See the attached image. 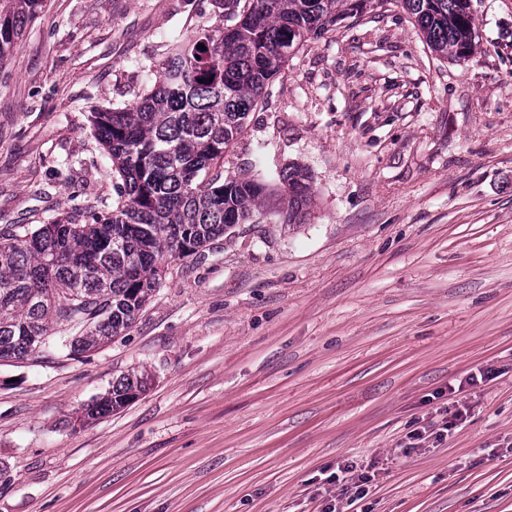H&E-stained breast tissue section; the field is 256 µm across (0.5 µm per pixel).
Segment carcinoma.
Wrapping results in <instances>:
<instances>
[{
    "mask_svg": "<svg viewBox=\"0 0 512 512\" xmlns=\"http://www.w3.org/2000/svg\"><path fill=\"white\" fill-rule=\"evenodd\" d=\"M228 24H201L189 39L167 36V52L144 67L155 77L129 106L91 112L92 133L112 161L115 195L90 203L69 186L82 221L47 220L0 232V362L42 348L95 350L122 335L159 288L169 261L204 251L247 224L277 197L288 224L305 221L312 175L290 165L279 186L261 177L219 182L216 161L246 129L269 81L288 59L348 17L364 0H229ZM414 18L429 50L459 62L474 54L468 0H394ZM44 0H0V62ZM203 45L206 50L197 49ZM127 375L83 407L79 423L117 411L145 391Z\"/></svg>",
    "mask_w": 512,
    "mask_h": 512,
    "instance_id": "cac0c4a2",
    "label": "carcinoma"
}]
</instances>
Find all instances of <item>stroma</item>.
I'll list each match as a JSON object with an SVG mask.
<instances>
[{
  "label": "stroma",
  "instance_id": "35a3bbf8",
  "mask_svg": "<svg viewBox=\"0 0 512 512\" xmlns=\"http://www.w3.org/2000/svg\"><path fill=\"white\" fill-rule=\"evenodd\" d=\"M470 11L465 62L390 0L311 40L214 169L308 168L306 222L264 210L170 262L99 349L0 364V512H310L346 459L376 471L361 512H512V0ZM221 13L45 0L0 63V228L71 218L72 183L112 195L92 107L135 104L166 35ZM133 373L135 401L73 427ZM460 402L443 444L409 448Z\"/></svg>",
  "mask_w": 512,
  "mask_h": 512
}]
</instances>
